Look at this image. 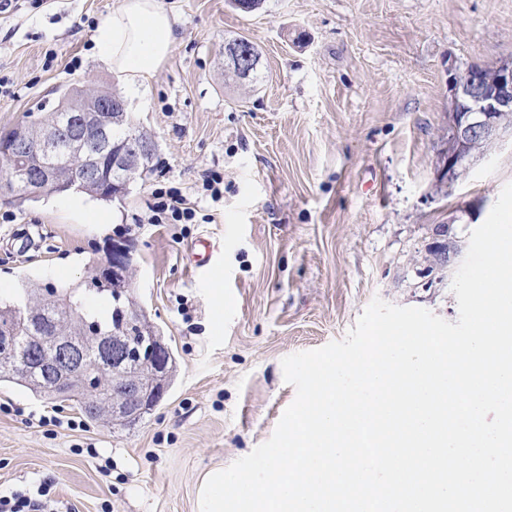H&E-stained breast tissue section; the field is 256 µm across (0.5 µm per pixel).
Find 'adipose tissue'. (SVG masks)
Returning a JSON list of instances; mask_svg holds the SVG:
<instances>
[{
    "label": "adipose tissue",
    "instance_id": "obj_1",
    "mask_svg": "<svg viewBox=\"0 0 512 512\" xmlns=\"http://www.w3.org/2000/svg\"><path fill=\"white\" fill-rule=\"evenodd\" d=\"M99 60L116 78L125 96H143L175 42V19L160 0H119L96 28Z\"/></svg>",
    "mask_w": 512,
    "mask_h": 512
}]
</instances>
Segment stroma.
<instances>
[{
	"label": "stroma",
	"mask_w": 512,
	"mask_h": 512,
	"mask_svg": "<svg viewBox=\"0 0 512 512\" xmlns=\"http://www.w3.org/2000/svg\"><path fill=\"white\" fill-rule=\"evenodd\" d=\"M176 42L147 94L127 105L154 142L146 177L90 224L68 194L0 200V294L32 279L80 285L113 241L132 245V286L176 361L164 399L138 422L110 426L62 402L74 430L46 432L50 412L0 385V493L53 481L58 512H194L198 484L267 441L295 398L281 360L346 337L376 298L456 322L454 268L431 262L437 224L469 236L512 182V126L465 172L441 177L454 107L449 80L512 62V0H162ZM117 0H44L0 13V134L37 122L59 91L119 93L95 55L92 22ZM260 52L240 78L225 53ZM53 63H46V52ZM224 197L201 200L204 224L137 225L157 177L200 200L204 170ZM221 270L195 269L198 237Z\"/></svg>",
	"instance_id": "obj_1"
}]
</instances>
